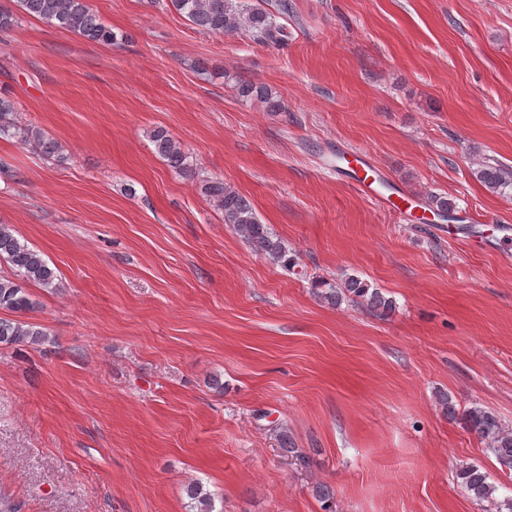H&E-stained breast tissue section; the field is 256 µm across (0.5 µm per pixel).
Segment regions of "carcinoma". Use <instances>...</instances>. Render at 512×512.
Segmentation results:
<instances>
[{"label":"carcinoma","mask_w":512,"mask_h":512,"mask_svg":"<svg viewBox=\"0 0 512 512\" xmlns=\"http://www.w3.org/2000/svg\"><path fill=\"white\" fill-rule=\"evenodd\" d=\"M23 13L40 18L60 29L70 31L92 43L110 44L116 39L112 27L103 22L93 10L89 0H16ZM173 8L197 29L212 35H235L243 32L261 42L282 45L288 42L286 28L277 18L292 12L289 0H275L272 8H266L269 0H170ZM238 97L265 105L268 112L285 111L279 94L265 84L241 82L236 86ZM0 137L16 140L20 144H33L46 157L60 156L62 146L43 129L23 121L13 97L0 95ZM151 141L155 152L173 170L191 175L193 164L181 143L168 131L152 132ZM475 178L486 188L498 192L512 188V176L498 166L485 164L474 171ZM201 192L212 205L224 214V223L233 226L237 234L251 249L272 263H279L285 255L281 241L269 231L267 225L257 219L249 201L220 179H204ZM0 263L8 271L0 272V310L26 314L36 308V302L28 290L35 285L46 290L60 288L58 275L41 254L22 243L8 224H0ZM318 294L337 303L345 295H352L366 302L367 306L386 311L393 301L378 290L353 278L343 288H326ZM48 340L47 331L38 323L0 317V344L37 346ZM470 431L487 445L498 463L512 470V427L503 423L493 413L479 407L470 408L465 414ZM281 448L295 455L303 466L310 465V457L293 446L286 427L277 431ZM457 484L477 502H496L497 487L488 481V475L478 465H462L456 472ZM186 494L193 512H214V497L203 490L199 482H190Z\"/></svg>","instance_id":"carcinoma-1"}]
</instances>
